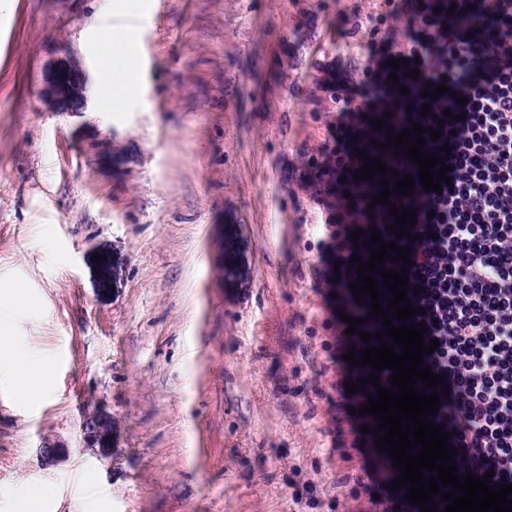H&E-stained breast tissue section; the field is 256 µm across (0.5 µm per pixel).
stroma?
Masks as SVG:
<instances>
[{
    "mask_svg": "<svg viewBox=\"0 0 512 512\" xmlns=\"http://www.w3.org/2000/svg\"><path fill=\"white\" fill-rule=\"evenodd\" d=\"M13 0L0 15V324L53 369L37 401L0 385V512H336L355 436L337 423L330 231L300 152L336 120L317 80L354 73L348 19L380 0ZM137 33L122 112L61 114L41 75L68 48L95 75L97 26ZM240 225L246 287L221 281ZM109 409L111 459L79 425ZM344 447L332 449L335 434ZM64 442L55 465L42 439Z\"/></svg>",
    "mask_w": 512,
    "mask_h": 512,
    "instance_id": "stroma-1",
    "label": "stroma"
}]
</instances>
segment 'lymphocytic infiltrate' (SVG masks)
<instances>
[{
  "instance_id": "f902f5d3",
  "label": "lymphocytic infiltrate",
  "mask_w": 512,
  "mask_h": 512,
  "mask_svg": "<svg viewBox=\"0 0 512 512\" xmlns=\"http://www.w3.org/2000/svg\"><path fill=\"white\" fill-rule=\"evenodd\" d=\"M402 28H395V21ZM372 36L362 49L366 62L356 76L319 80L317 92L336 106L329 137L302 152L300 184L312 190L332 231L322 255V281L345 303L346 315L362 319L364 331H382L370 314L372 299H355L353 254L369 258L370 229L394 223L390 207L415 210L411 235L385 232L382 242L410 247L405 293L424 324L425 338L438 339L424 362L437 374L439 410L432 424H445L450 444L468 457L477 477L512 483V0H382L367 23H353L343 38L363 26ZM401 63L392 70L391 60ZM446 84L447 93L423 100L422 90ZM408 95H401L400 87ZM429 116H422V108ZM437 128L426 143L447 159L451 179L440 192L415 185L411 195L377 202V184L354 179L368 156L382 159L394 176L417 174L418 166L385 147L389 133L413 125ZM361 232L363 246L351 235ZM377 487L369 502L376 512H420L389 490L400 471L382 463L364 465Z\"/></svg>"
}]
</instances>
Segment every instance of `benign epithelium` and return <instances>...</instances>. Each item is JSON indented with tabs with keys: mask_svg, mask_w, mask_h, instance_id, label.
Wrapping results in <instances>:
<instances>
[{
	"mask_svg": "<svg viewBox=\"0 0 512 512\" xmlns=\"http://www.w3.org/2000/svg\"><path fill=\"white\" fill-rule=\"evenodd\" d=\"M40 99L50 112L79 113L88 105V77L81 66L66 49L46 65L42 75ZM248 245L241 225L226 224L220 247V271L226 288H241L249 274ZM83 445L98 456L112 457L115 426L112 413L104 407H95L84 417L80 425ZM40 458L47 464L58 463L65 457L63 444L47 439L38 448Z\"/></svg>",
	"mask_w": 512,
	"mask_h": 512,
	"instance_id": "1",
	"label": "benign epithelium"
}]
</instances>
